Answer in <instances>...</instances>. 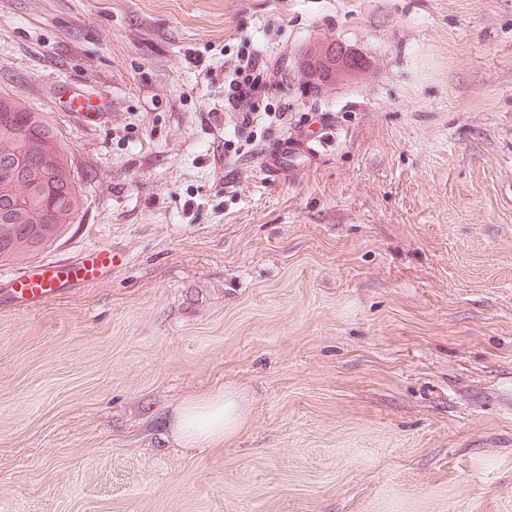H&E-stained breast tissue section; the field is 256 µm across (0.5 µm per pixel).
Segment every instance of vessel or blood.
Returning <instances> with one entry per match:
<instances>
[{"instance_id":"1","label":"vessel or blood","mask_w":512,"mask_h":512,"mask_svg":"<svg viewBox=\"0 0 512 512\" xmlns=\"http://www.w3.org/2000/svg\"><path fill=\"white\" fill-rule=\"evenodd\" d=\"M56 97L79 120L103 117L109 108L104 100L96 105L83 100L71 85L59 86ZM319 143L318 137L302 133L273 144L264 160L268 176L275 180L291 177L298 161H315ZM117 256L115 249L100 248L81 254L63 265L53 261L37 264L8 278L5 295L23 309L39 307L49 301L69 296L76 289L96 285L111 273Z\"/></svg>"}]
</instances>
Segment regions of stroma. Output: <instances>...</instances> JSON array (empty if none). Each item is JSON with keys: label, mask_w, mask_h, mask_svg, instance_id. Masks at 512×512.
Segmentation results:
<instances>
[{"label": "stroma", "mask_w": 512, "mask_h": 512, "mask_svg": "<svg viewBox=\"0 0 512 512\" xmlns=\"http://www.w3.org/2000/svg\"><path fill=\"white\" fill-rule=\"evenodd\" d=\"M244 40L276 89L238 131ZM336 40L363 71L310 85ZM73 81L103 122L57 110ZM0 92L80 176L38 260L124 255L0 305V512H512V0H0ZM223 389L243 427L180 447ZM319 137L302 133L273 144L267 151L264 168L267 175L274 180L289 179L296 171L297 161L311 164L319 153ZM244 419L243 406L235 395L217 391L179 405L173 431L183 448H212L233 436Z\"/></svg>", "instance_id": "35a3bbf8"}]
</instances>
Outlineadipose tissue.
Masks as SVG:
<instances>
[{
  "label": "adipose tissue",
  "instance_id": "1",
  "mask_svg": "<svg viewBox=\"0 0 512 512\" xmlns=\"http://www.w3.org/2000/svg\"><path fill=\"white\" fill-rule=\"evenodd\" d=\"M245 419L233 393L217 391L178 406L173 431L186 448H211L233 436Z\"/></svg>",
  "mask_w": 512,
  "mask_h": 512
}]
</instances>
